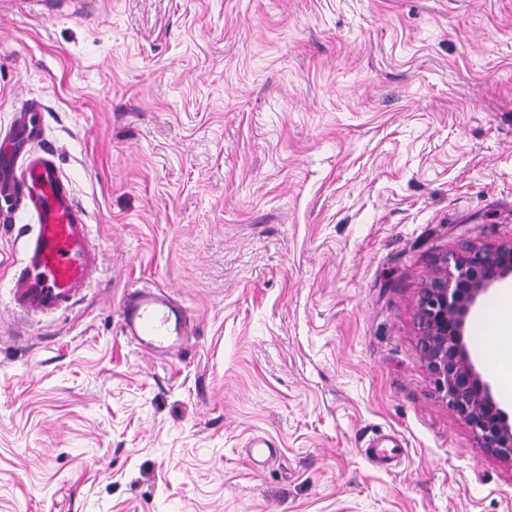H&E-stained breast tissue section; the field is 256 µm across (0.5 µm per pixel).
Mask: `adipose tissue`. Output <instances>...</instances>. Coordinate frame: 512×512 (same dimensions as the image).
Here are the masks:
<instances>
[{
	"label": "adipose tissue",
	"mask_w": 512,
	"mask_h": 512,
	"mask_svg": "<svg viewBox=\"0 0 512 512\" xmlns=\"http://www.w3.org/2000/svg\"><path fill=\"white\" fill-rule=\"evenodd\" d=\"M475 349L498 383L503 401L512 403V289L493 294L477 316Z\"/></svg>",
	"instance_id": "adipose-tissue-1"
}]
</instances>
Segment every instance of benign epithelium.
Instances as JSON below:
<instances>
[{
	"label": "benign epithelium",
	"mask_w": 512,
	"mask_h": 512,
	"mask_svg": "<svg viewBox=\"0 0 512 512\" xmlns=\"http://www.w3.org/2000/svg\"><path fill=\"white\" fill-rule=\"evenodd\" d=\"M512 277V243L463 244L439 260L414 303V330L436 393L476 433L482 448L512 461V419L472 362L467 318L489 287Z\"/></svg>",
	"instance_id": "1"
}]
</instances>
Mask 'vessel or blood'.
Segmentation results:
<instances>
[{"mask_svg":"<svg viewBox=\"0 0 512 512\" xmlns=\"http://www.w3.org/2000/svg\"><path fill=\"white\" fill-rule=\"evenodd\" d=\"M41 131L39 113L22 109L0 151V198L24 203L35 218L11 288L13 306L32 317L67 310L82 295L98 261L86 213L55 161L27 150ZM120 318L128 342L162 359L182 358L196 334L188 308L159 287L127 294Z\"/></svg>","mask_w":512,"mask_h":512,"instance_id":"obj_1","label":"vessel or blood"}]
</instances>
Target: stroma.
I'll return each mask as SVG.
<instances>
[{"instance_id":"stroma-1","label":"stroma","mask_w":512,"mask_h":512,"mask_svg":"<svg viewBox=\"0 0 512 512\" xmlns=\"http://www.w3.org/2000/svg\"><path fill=\"white\" fill-rule=\"evenodd\" d=\"M31 99L100 268L12 313L0 213V512H512L413 327L444 255L512 242V0H0V129ZM147 284L185 358L122 335ZM120 318L128 342L162 359H181L196 336L188 308L159 287L138 288L127 294L120 304Z\"/></svg>"}]
</instances>
